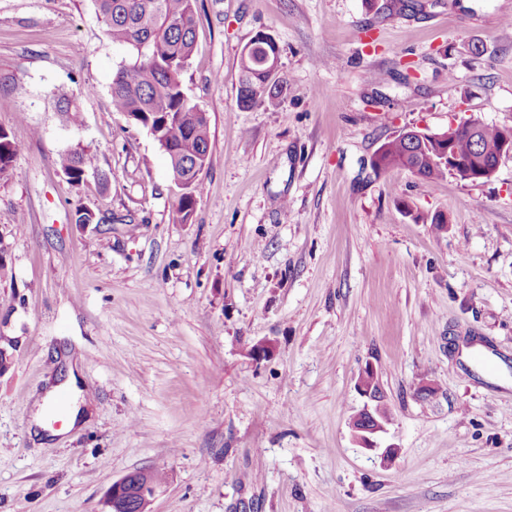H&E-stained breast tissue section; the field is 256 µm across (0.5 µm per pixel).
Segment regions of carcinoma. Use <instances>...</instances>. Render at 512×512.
<instances>
[{
  "label": "carcinoma",
  "instance_id": "1",
  "mask_svg": "<svg viewBox=\"0 0 512 512\" xmlns=\"http://www.w3.org/2000/svg\"><path fill=\"white\" fill-rule=\"evenodd\" d=\"M105 34L126 49L128 60L114 73L111 85L112 108L133 124L162 137L172 136L173 144L164 149L173 182L182 190L176 211L183 223L190 221L203 186L200 171L209 163L210 127L207 118L190 104L182 83L196 40L195 0H92ZM276 47L265 44L252 60H240L238 102L246 108L260 101L272 107L279 102L282 85L266 82L263 57ZM61 112L66 121L81 124L75 98L61 95ZM506 126L488 124L476 118L469 125L448 128V141L454 153L472 160L479 154L488 161L497 152ZM384 169L407 170L423 179L440 180L448 166L432 161L420 144L401 137L385 143ZM19 152L10 134L0 129V178L10 175ZM61 172L72 186L93 178L107 189L108 174L99 168L91 146L76 141L58 158Z\"/></svg>",
  "mask_w": 512,
  "mask_h": 512
}]
</instances>
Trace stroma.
I'll return each mask as SVG.
<instances>
[{"label":"stroma","instance_id":"35a3bbf8","mask_svg":"<svg viewBox=\"0 0 512 512\" xmlns=\"http://www.w3.org/2000/svg\"><path fill=\"white\" fill-rule=\"evenodd\" d=\"M196 16L182 81L210 163L183 224L166 154L112 109L126 52L91 0H0V128L19 146L0 179V335L17 342L0 512H102L136 469L163 477L152 512H512V158L477 184L370 165L407 127H512V0H196ZM260 32L285 91L243 108ZM79 140L107 190L62 174ZM72 360L90 416L40 440L35 404ZM368 365L388 466L350 428Z\"/></svg>","mask_w":512,"mask_h":512}]
</instances>
